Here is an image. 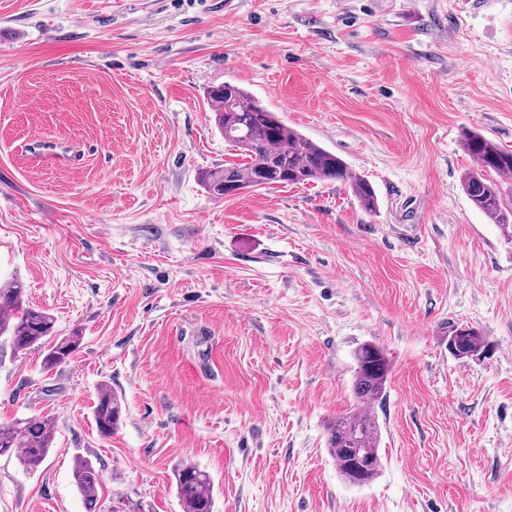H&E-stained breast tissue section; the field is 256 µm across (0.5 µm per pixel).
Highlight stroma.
<instances>
[{"label":"stroma","instance_id":"stroma-1","mask_svg":"<svg viewBox=\"0 0 512 512\" xmlns=\"http://www.w3.org/2000/svg\"><path fill=\"white\" fill-rule=\"evenodd\" d=\"M244 86L373 185L216 199L236 155L206 92ZM512 150V0H0V281L71 358L0 351V421L44 416L35 472L0 458V512H512V240L460 178L465 132ZM487 346L456 359L455 327ZM392 372L380 476L351 487L325 425L352 354ZM121 400L112 436L93 410ZM122 404L107 385L100 386L97 403L94 409V420L98 432L102 436H111L118 428L121 418ZM75 485L85 502L92 506L96 504L101 475L91 461L79 458L73 467ZM174 478L182 512H214L213 481L205 470L194 463H181Z\"/></svg>","mask_w":512,"mask_h":512}]
</instances>
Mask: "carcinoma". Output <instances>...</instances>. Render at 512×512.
<instances>
[{"label": "carcinoma", "mask_w": 512, "mask_h": 512, "mask_svg": "<svg viewBox=\"0 0 512 512\" xmlns=\"http://www.w3.org/2000/svg\"><path fill=\"white\" fill-rule=\"evenodd\" d=\"M217 129L241 161H226L221 169L201 175L215 198L230 189L245 192L278 185H307L336 181L348 186L363 210L372 212L377 196L372 184L353 171L338 155L288 126L274 112L257 104L244 88L226 83L208 91ZM463 148L473 165L461 178L472 206L503 236L512 240V191L504 188L512 176V150H506L480 133L464 135ZM24 287L13 281L0 288V340L16 352L38 351L52 369L73 355L81 336H58L51 314L23 304ZM486 347L479 331L460 327L448 337V351L457 359L473 357ZM351 392L354 408L327 426V448L336 470L351 486L373 482L382 469L380 426L372 412L386 394L391 360L384 347L366 342L354 352ZM122 404L107 385L100 386L94 409L98 432L110 436L118 428ZM55 437L51 422L43 417L0 422V458H15L26 472L36 471L48 456ZM79 493L88 505L97 501L101 475L92 462L79 458L73 467ZM182 512H214V486L198 465L182 463L174 471Z\"/></svg>", "instance_id": "cac0c4a2"}]
</instances>
